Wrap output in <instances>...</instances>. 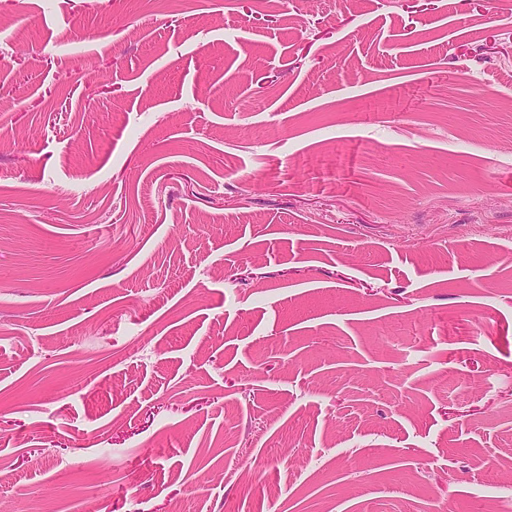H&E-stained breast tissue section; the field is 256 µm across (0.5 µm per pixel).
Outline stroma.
<instances>
[{
	"instance_id": "1",
	"label": "stroma",
	"mask_w": 512,
	"mask_h": 512,
	"mask_svg": "<svg viewBox=\"0 0 512 512\" xmlns=\"http://www.w3.org/2000/svg\"><path fill=\"white\" fill-rule=\"evenodd\" d=\"M0 472L11 512H512V18L0 0Z\"/></svg>"
}]
</instances>
